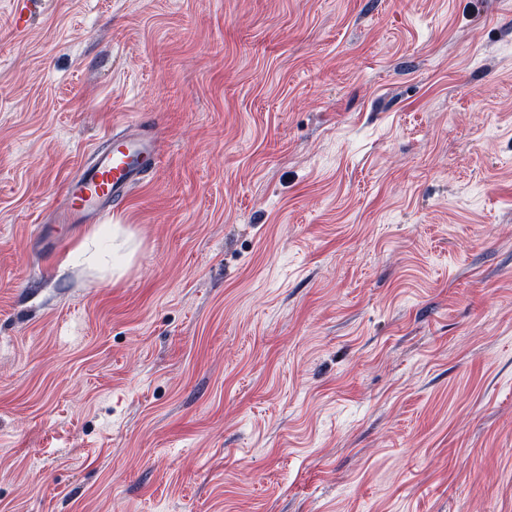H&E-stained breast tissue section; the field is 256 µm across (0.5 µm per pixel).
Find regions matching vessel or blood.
I'll list each match as a JSON object with an SVG mask.
<instances>
[{
    "instance_id": "obj_1",
    "label": "vessel or blood",
    "mask_w": 512,
    "mask_h": 512,
    "mask_svg": "<svg viewBox=\"0 0 512 512\" xmlns=\"http://www.w3.org/2000/svg\"><path fill=\"white\" fill-rule=\"evenodd\" d=\"M160 151L157 133L144 127L123 135H105L91 151V161L61 190L57 220L62 224H97L113 204L144 183Z\"/></svg>"
}]
</instances>
